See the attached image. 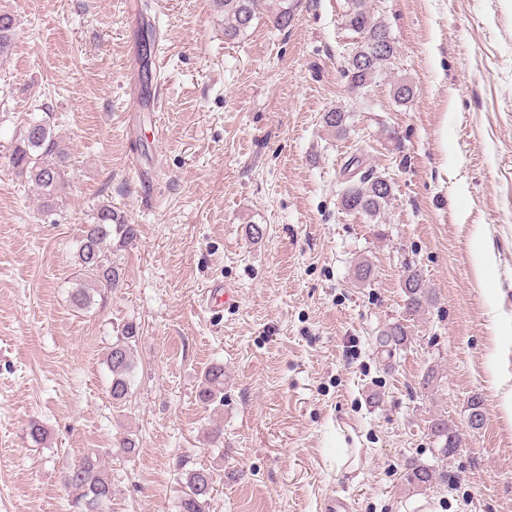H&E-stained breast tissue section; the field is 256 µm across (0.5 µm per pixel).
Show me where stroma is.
Wrapping results in <instances>:
<instances>
[{
	"label": "stroma",
	"instance_id": "stroma-1",
	"mask_svg": "<svg viewBox=\"0 0 512 512\" xmlns=\"http://www.w3.org/2000/svg\"><path fill=\"white\" fill-rule=\"evenodd\" d=\"M373 4L415 88L405 106L387 77L349 92L348 0H302L290 28L262 16L234 40L212 0H0L19 25L0 60V157L45 102L74 163L49 212L0 169V512H69L60 472L90 452L112 512H179V478L199 467L216 479L206 512H326L339 496L354 512L420 497L512 512V0ZM157 85L162 112L131 100ZM339 105L344 135L322 119ZM354 156L393 184L380 223L340 206ZM106 198L137 236L115 251L123 287L80 313L76 241ZM409 263L432 296L418 316ZM215 285L232 304L205 307ZM131 320V395L116 405L104 354ZM396 321L410 336L381 353ZM214 363L217 410L197 398ZM437 415L459 446L447 481L419 492L406 474L435 464ZM403 288L406 296L405 305L409 315H416L425 309L429 301V295L426 288H424L422 274L417 268L407 265Z\"/></svg>",
	"mask_w": 512,
	"mask_h": 512
}]
</instances>
